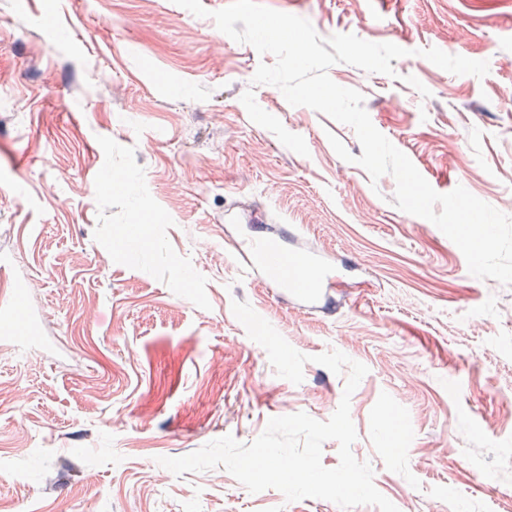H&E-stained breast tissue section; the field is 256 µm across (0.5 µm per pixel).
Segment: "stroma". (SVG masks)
Instances as JSON below:
<instances>
[{
    "mask_svg": "<svg viewBox=\"0 0 512 512\" xmlns=\"http://www.w3.org/2000/svg\"><path fill=\"white\" fill-rule=\"evenodd\" d=\"M261 2L407 49L395 76L329 75L434 190L512 215V0ZM430 47L489 72H446ZM273 61L173 0H0V308L26 293L31 334L0 324V382L20 391L0 408V480L24 486L0 512H341L156 462L251 443L276 416L328 420L346 377L312 358L333 349L369 369L352 453L398 512H512V286L395 207L392 176L342 160L330 136L362 154L350 126L254 84ZM254 215L338 270L329 311L246 273ZM236 300L310 356L301 384Z\"/></svg>",
    "mask_w": 512,
    "mask_h": 512,
    "instance_id": "1",
    "label": "stroma"
}]
</instances>
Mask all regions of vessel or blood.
<instances>
[{"label":"vessel or blood","instance_id":"1","mask_svg":"<svg viewBox=\"0 0 512 512\" xmlns=\"http://www.w3.org/2000/svg\"><path fill=\"white\" fill-rule=\"evenodd\" d=\"M238 250L250 269L273 275L277 287L305 302L316 301L322 288L333 281L315 254L284 249L260 231L243 240Z\"/></svg>","mask_w":512,"mask_h":512}]
</instances>
